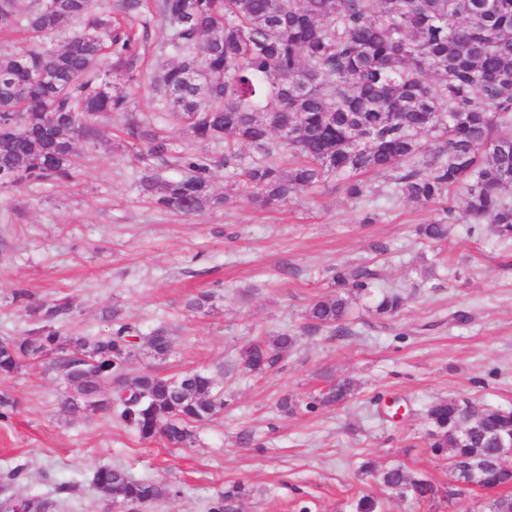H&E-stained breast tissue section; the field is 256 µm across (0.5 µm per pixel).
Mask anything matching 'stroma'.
<instances>
[{"label":"stroma","instance_id":"35a3bbf8","mask_svg":"<svg viewBox=\"0 0 512 512\" xmlns=\"http://www.w3.org/2000/svg\"><path fill=\"white\" fill-rule=\"evenodd\" d=\"M165 32L154 26L133 89L136 112L157 105L150 83L166 63ZM128 117L106 118L98 138L81 142L70 181L0 190V340L33 329L28 306L65 298L73 312L61 329L104 336L111 314L142 333L166 327L165 359L138 347L132 370L179 376L207 369L224 388L223 414L197 425L191 447L140 439L106 411L70 416L53 357L0 375V393L17 406L0 418V501L57 498L68 512H125L92 482L102 466L163 480L178 496L143 512H209L233 485L244 496L229 512H353L375 493L387 512H489L493 493L459 487L426 442V408L439 398L473 412L512 409V244L488 225H453L447 244L417 228L434 210L392 196L389 173L368 175L377 190L374 223L362 203L327 184L275 210L245 202L190 216L157 211L138 189L142 163L123 140ZM366 264L378 288L405 299L380 318L357 303L348 331H310L306 311L329 293L336 266ZM27 293L13 299L15 290ZM212 293L201 311L189 299ZM296 336L278 368L254 377L235 370L255 335ZM345 382L346 399L311 406L327 385ZM297 402L295 412L278 407ZM430 478L434 501L383 489L359 470L364 459Z\"/></svg>","mask_w":512,"mask_h":512}]
</instances>
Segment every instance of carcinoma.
I'll return each mask as SVG.
<instances>
[{"label":"carcinoma","mask_w":512,"mask_h":512,"mask_svg":"<svg viewBox=\"0 0 512 512\" xmlns=\"http://www.w3.org/2000/svg\"><path fill=\"white\" fill-rule=\"evenodd\" d=\"M117 10L112 16L106 0H55L51 9L41 0H0V30L18 25L29 41L0 54V189L73 177L76 142L95 140L108 114L132 111L127 88L158 21L170 55L151 83L158 110L199 143L224 141V154L176 151L156 122L132 118L125 141L146 148L139 188L155 208L188 216L223 207L228 198L212 185L216 168L262 209L330 182L351 199L378 196L364 177L390 171L392 195L435 208L419 227L422 236L448 238L459 221L448 199L459 190L471 223L512 239V0H119ZM66 26L61 49L40 48ZM426 136L440 142L438 150L426 153ZM240 145L253 150L247 163ZM287 153L297 162L284 169L278 161ZM170 162L181 175L160 177L159 167ZM375 280L369 266L336 269L337 291L310 305V327L345 331L355 301L371 296L376 315L397 314L403 298L374 296ZM29 313V335L0 340V374L55 354L68 414L107 411L144 440L160 434L186 445L193 443L191 424L224 411V395L204 370L177 379L128 372L130 338L164 359L173 348L167 328L143 336L114 311L106 336H62L56 323L71 315L68 302ZM295 341L288 333L253 339L241 354L242 370L267 373ZM117 371L126 374L128 397L112 393ZM348 392L332 384L319 402H339ZM460 410L453 399L427 409L433 452L489 457L494 439L512 440V411L500 409L474 415L477 429L459 440ZM379 481L419 503L438 495L433 482L399 465L382 469ZM93 484L138 509L178 495L120 467L98 468ZM485 484L506 491L490 512H512V471L489 473ZM354 512H384V503L363 494Z\"/></svg>","instance_id":"carcinoma-1"}]
</instances>
